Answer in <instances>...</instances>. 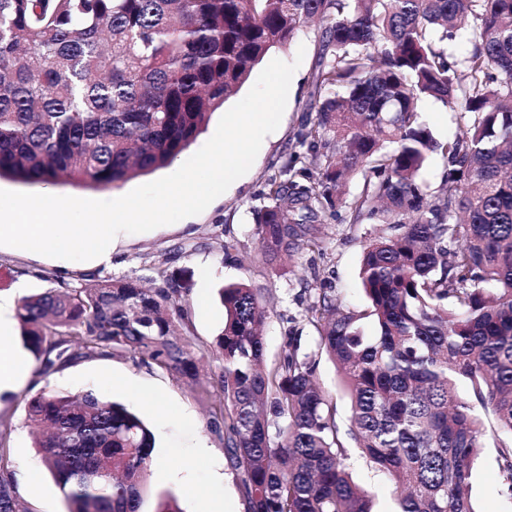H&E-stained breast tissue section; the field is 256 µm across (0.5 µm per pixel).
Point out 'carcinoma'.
Wrapping results in <instances>:
<instances>
[{"label":"carcinoma","instance_id":"carcinoma-1","mask_svg":"<svg viewBox=\"0 0 512 512\" xmlns=\"http://www.w3.org/2000/svg\"><path fill=\"white\" fill-rule=\"evenodd\" d=\"M311 20L323 49L304 138L325 153L310 184L269 181L261 253L274 264L320 248L314 225L341 206L353 224L388 225L363 250L366 308L324 293L308 319L349 394V438L391 478L396 512H476L478 410L512 433V0H0V179L111 189L170 166ZM464 28L457 61L441 43ZM421 98L468 115L466 130L435 139ZM434 154L448 172L432 193L419 174ZM358 172L363 192L346 202ZM156 274L155 288L89 274L22 298L37 373L130 353L194 380L208 357L218 372L197 395L248 512H373L316 362L292 335L266 359L257 290L218 288L224 328L197 345L177 304L189 276ZM27 415L67 512H140L154 435L134 412L93 390H42ZM10 435L0 418V512H20ZM499 458L511 491L512 446Z\"/></svg>","mask_w":512,"mask_h":512}]
</instances>
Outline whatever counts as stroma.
Returning a JSON list of instances; mask_svg holds the SVG:
<instances>
[{
    "mask_svg": "<svg viewBox=\"0 0 512 512\" xmlns=\"http://www.w3.org/2000/svg\"><path fill=\"white\" fill-rule=\"evenodd\" d=\"M322 51L321 29L310 24L294 41L270 51V58L298 61L278 129L265 137L250 170L237 179L201 214L138 234H118L112 241V265L94 261H69L27 250L0 246V294L22 298L72 282L85 274L131 278L148 283L153 269L163 266L188 270L191 289L184 303L192 338L212 342L224 324V311L216 299L220 285L242 282L264 296L269 317L264 327L266 356L277 358L288 332H296L301 348L317 361L316 377L330 393L340 431H348V399L336 366L319 347L318 332L308 320L307 308L321 292H328L344 306L359 310L366 304L359 277L362 248L382 231L373 223L351 224L345 219L319 225L321 251H303L282 259L276 268L265 266L255 235L254 211L264 205V191L272 176L288 178L291 155L303 157L312 168L315 147L302 134L312 124L308 85ZM421 118L441 141L462 133L466 123L460 113L432 100L422 102ZM77 394L94 390L138 413L155 436L154 466L141 505L153 512L159 494L168 492L183 512H197L200 501L221 499L224 512H247L240 475L228 460L225 448L210 428L207 405L200 402L194 385L169 372L138 364L131 355L81 362L38 383H27L0 399V415L12 423L10 437L14 468L28 467L33 483L21 490L28 512H65L66 504L36 448L26 414L27 399L42 388ZM485 447L472 470V499L477 512H512V491L503 480L498 448L512 443V433L500 429L494 416L483 413ZM347 463L357 482L374 497L376 512H393L395 501L387 478L375 472L358 450ZM223 479H216V472Z\"/></svg>",
    "mask_w": 512,
    "mask_h": 512,
    "instance_id": "obj_1",
    "label": "stroma"
}]
</instances>
